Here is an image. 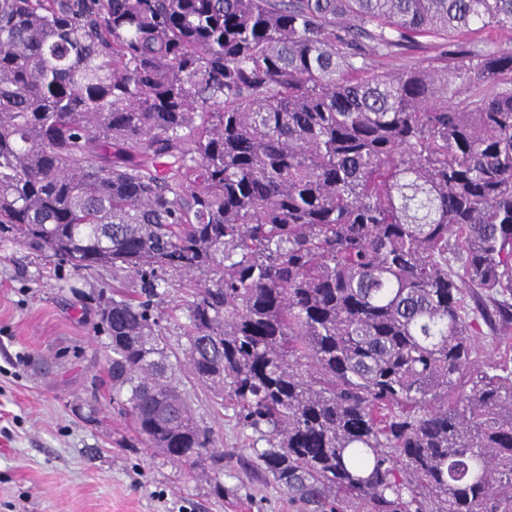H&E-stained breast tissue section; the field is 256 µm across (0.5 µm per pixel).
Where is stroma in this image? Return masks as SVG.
<instances>
[{"mask_svg":"<svg viewBox=\"0 0 512 512\" xmlns=\"http://www.w3.org/2000/svg\"><path fill=\"white\" fill-rule=\"evenodd\" d=\"M444 40L377 58L373 70L444 69ZM122 270H76L0 242V512H312L249 460L252 430L184 370L179 387L224 451L222 492L145 448L112 400V349L100 307L140 289ZM154 307L180 350L184 292L169 279Z\"/></svg>","mask_w":512,"mask_h":512,"instance_id":"1","label":"stroma"}]
</instances>
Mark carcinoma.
Returning <instances> with one entry per match:
<instances>
[{
  "label": "carcinoma",
  "instance_id": "carcinoma-1",
  "mask_svg": "<svg viewBox=\"0 0 512 512\" xmlns=\"http://www.w3.org/2000/svg\"><path fill=\"white\" fill-rule=\"evenodd\" d=\"M504 29L512 0H0V241L140 278L101 321L147 447L224 458L152 317L171 275L190 372L290 497L512 512V367L472 359L512 336ZM435 35L481 44L465 97L370 71Z\"/></svg>",
  "mask_w": 512,
  "mask_h": 512
}]
</instances>
